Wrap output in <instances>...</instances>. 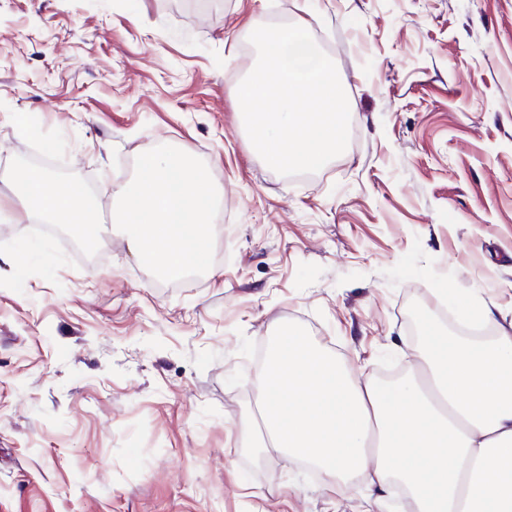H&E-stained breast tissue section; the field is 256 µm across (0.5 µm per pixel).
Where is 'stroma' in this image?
Instances as JSON below:
<instances>
[{"label":"stroma","instance_id":"35a3bbf8","mask_svg":"<svg viewBox=\"0 0 512 512\" xmlns=\"http://www.w3.org/2000/svg\"><path fill=\"white\" fill-rule=\"evenodd\" d=\"M280 20L308 21L350 109L346 150L293 177L232 96ZM163 144L223 217L174 283L99 193ZM23 164L96 193L108 230L86 252L75 225L0 222V512H368L365 478L236 448L257 358L289 326L393 384L414 310L457 335L478 287L512 319V0H0V194Z\"/></svg>","mask_w":512,"mask_h":512}]
</instances>
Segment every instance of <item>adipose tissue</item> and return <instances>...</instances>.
I'll return each mask as SVG.
<instances>
[{
    "instance_id": "obj_1",
    "label": "adipose tissue",
    "mask_w": 512,
    "mask_h": 512,
    "mask_svg": "<svg viewBox=\"0 0 512 512\" xmlns=\"http://www.w3.org/2000/svg\"><path fill=\"white\" fill-rule=\"evenodd\" d=\"M0 222L40 217L99 238L94 198L46 174L15 171ZM418 369L386 388L354 381L299 330L275 336L255 374L252 448L315 465L327 486L364 475L398 483L415 512H512V324L475 346L423 322Z\"/></svg>"
}]
</instances>
